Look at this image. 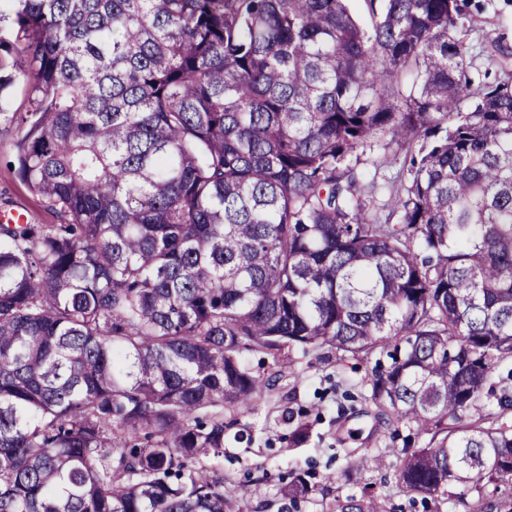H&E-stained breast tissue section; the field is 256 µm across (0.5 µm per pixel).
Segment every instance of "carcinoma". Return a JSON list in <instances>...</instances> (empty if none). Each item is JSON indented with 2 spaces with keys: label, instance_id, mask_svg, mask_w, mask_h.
Wrapping results in <instances>:
<instances>
[{
  "label": "carcinoma",
  "instance_id": "carcinoma-1",
  "mask_svg": "<svg viewBox=\"0 0 512 512\" xmlns=\"http://www.w3.org/2000/svg\"><path fill=\"white\" fill-rule=\"evenodd\" d=\"M13 2L10 166L59 223L0 224V512H244L224 414L323 349L390 359L359 395L429 436L374 459L411 502L512 512V83L473 86L462 0ZM386 142H388V139L383 140L378 146H375L373 153H369V151H367L366 155L361 157V161L357 166V169L367 182H371L373 178H375V181L379 186L389 187L391 185H399L401 182L407 180V172L402 167L401 157L396 161L393 159L395 146L386 151L388 159L380 166L379 169L376 170V168L371 164L373 156L383 154L384 151L382 150V145Z\"/></svg>",
  "mask_w": 512,
  "mask_h": 512
}]
</instances>
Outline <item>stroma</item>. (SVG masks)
<instances>
[{
  "instance_id": "obj_1",
  "label": "stroma",
  "mask_w": 512,
  "mask_h": 512,
  "mask_svg": "<svg viewBox=\"0 0 512 512\" xmlns=\"http://www.w3.org/2000/svg\"><path fill=\"white\" fill-rule=\"evenodd\" d=\"M475 23L466 39L471 56L469 75L474 83H494L512 75V0H468ZM30 95L24 83H15L0 96V211L20 210L33 223H55V215L41 197L33 194L12 172L19 137L15 115L29 109ZM376 366L375 360H339L334 351L293 353L272 390L263 392L258 408L238 417L241 426L252 429L254 442L245 446L227 441L224 454L212 459L223 474L226 489L244 487L248 512H277L272 503L282 479L307 470L317 488L316 504L304 512H321L322 502L352 491L349 470H357L363 482L385 486L393 512H409L406 496L399 492L392 471L360 465L358 457L345 456L348 448L386 452L400 448L409 434L404 426L363 415L362 406L346 401ZM309 412V441L295 447L293 429L284 410Z\"/></svg>"
}]
</instances>
